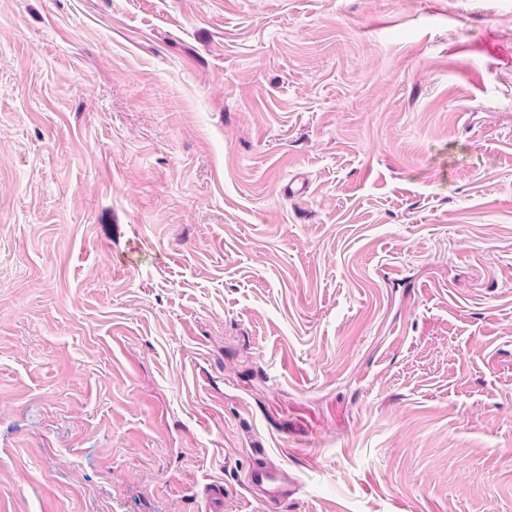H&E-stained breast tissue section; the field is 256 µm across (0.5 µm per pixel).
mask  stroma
Listing matches in <instances>:
<instances>
[{"instance_id": "obj_1", "label": "stroma", "mask_w": 512, "mask_h": 512, "mask_svg": "<svg viewBox=\"0 0 512 512\" xmlns=\"http://www.w3.org/2000/svg\"><path fill=\"white\" fill-rule=\"evenodd\" d=\"M512 512V0H0V512ZM246 479L250 485L264 490V501L269 511H276L288 499L293 487L288 473L265 461L250 467Z\"/></svg>"}]
</instances>
